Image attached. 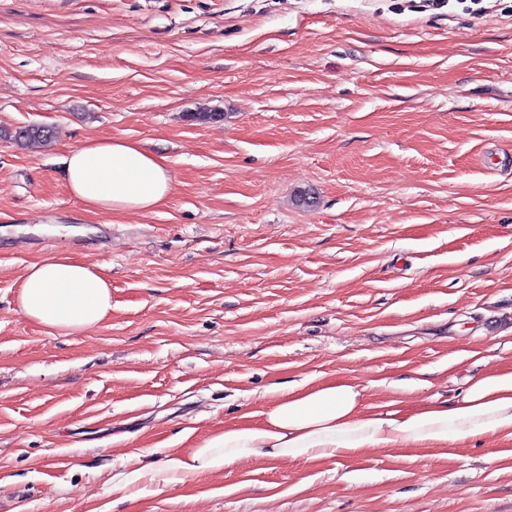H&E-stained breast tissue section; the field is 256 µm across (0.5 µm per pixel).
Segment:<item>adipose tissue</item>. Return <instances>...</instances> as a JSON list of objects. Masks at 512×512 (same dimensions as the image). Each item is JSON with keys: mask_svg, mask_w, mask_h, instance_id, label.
<instances>
[{"mask_svg": "<svg viewBox=\"0 0 512 512\" xmlns=\"http://www.w3.org/2000/svg\"><path fill=\"white\" fill-rule=\"evenodd\" d=\"M69 193L90 213L151 212L174 189L166 157L123 139L88 140L64 159ZM29 321L70 334L103 322L112 311V286L101 268L68 256L27 266L16 295ZM512 437V368L472 378L451 403H428L383 412L364 388L343 378L278 387L264 409L199 439L187 452L136 455L113 493L148 483L186 486L206 472L254 459H347L366 448H445L485 435Z\"/></svg>", "mask_w": 512, "mask_h": 512, "instance_id": "adipose-tissue-1", "label": "adipose tissue"}]
</instances>
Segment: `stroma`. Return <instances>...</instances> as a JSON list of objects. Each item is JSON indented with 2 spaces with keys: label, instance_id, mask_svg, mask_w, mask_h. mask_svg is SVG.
Returning a JSON list of instances; mask_svg holds the SVG:
<instances>
[{
  "label": "stroma",
  "instance_id": "stroma-1",
  "mask_svg": "<svg viewBox=\"0 0 512 512\" xmlns=\"http://www.w3.org/2000/svg\"><path fill=\"white\" fill-rule=\"evenodd\" d=\"M485 5L0 0V129L57 130L0 139V512H512L500 435L112 494L131 453L276 385L341 377L390 410L512 367V0ZM105 137L168 159L155 212L68 193L62 158ZM61 254L112 284L82 334L16 309ZM53 127L41 124L19 126L14 131L4 132L3 136L22 149H33L50 141L55 136Z\"/></svg>",
  "mask_w": 512,
  "mask_h": 512
}]
</instances>
